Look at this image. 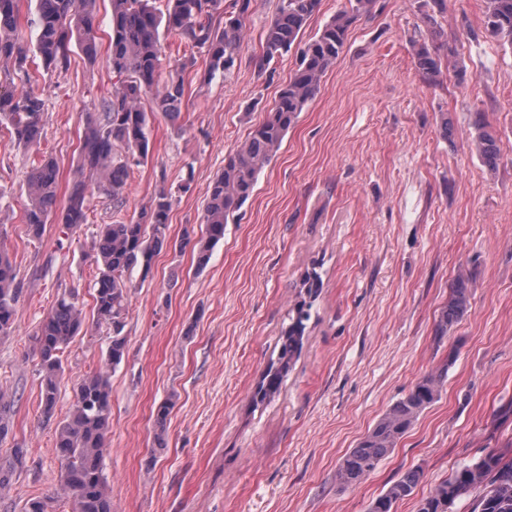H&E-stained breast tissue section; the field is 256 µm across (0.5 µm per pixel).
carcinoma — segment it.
Listing matches in <instances>:
<instances>
[{"label": "carcinoma", "instance_id": "obj_1", "mask_svg": "<svg viewBox=\"0 0 512 512\" xmlns=\"http://www.w3.org/2000/svg\"><path fill=\"white\" fill-rule=\"evenodd\" d=\"M96 2L37 0L36 13L26 19L27 26L36 33L34 56L41 60V66L34 67V60L15 37L21 25V0H0V61L11 65L14 78L8 86L0 84V122L10 126L19 148L28 151L40 145L44 137V100L33 90L42 72L68 69L75 44L88 61L97 58ZM111 2L108 58L118 86L103 103L102 111L87 115L79 145L82 177L68 185L64 206H58L59 171L52 161L40 160L28 172L23 224L27 235L36 240L41 239L52 219L70 234L80 230L87 223L88 198L95 192L112 198L113 205H120L132 166L145 161L149 153L151 120L141 104L158 83L160 29L181 35L191 47L205 53L207 77L211 80L234 67L246 39V19L254 0H229L226 5L223 0H165L163 9L156 6L157 0ZM376 3L377 0H348V7L304 42L301 31L318 10L320 0H280L257 64L265 69L294 51L297 68L279 90L266 120L224 157L223 171L207 187L201 237L194 241L192 231L184 230L180 246L195 243L197 269L207 266L212 248L224 239L226 224L253 196L260 175L277 156L288 130L342 53L351 27L369 15ZM485 28L490 36L512 46V0H486ZM413 55L416 68L423 75L432 78L439 72L441 58L426 41L414 42ZM184 103V80L179 74L170 77L154 97L155 110L177 127L181 126ZM470 136L482 163L496 166L497 142L482 119L475 120ZM171 211L172 195L162 191L139 220L105 224L93 239L96 318L97 323L109 327L111 336L104 366L77 384L69 414L56 429L60 486L73 499L72 512H113L112 490L103 474L102 461L111 429V370L125 358L128 281L136 269L147 276L154 257L170 246ZM17 278L15 263L0 251V338L13 333ZM469 308V282L460 273L449 286L448 302L438 314L435 335H448ZM307 318L305 305L292 310L290 323L281 332L278 359L262 374L255 400L265 402L280 392L303 348ZM84 319L79 292L66 289L32 335L42 374V413L47 418L54 412L58 381L64 373L62 354L81 330ZM455 360L456 355L450 353L440 367L423 375L345 454L336 472L341 485L356 487L377 469L420 415L439 398ZM172 407L173 402L168 399L156 408L160 447ZM12 408V401L0 390V442L12 430ZM25 458L26 449L17 445L10 458L0 463L1 491L8 487ZM422 478L419 469L403 472L369 501L365 512H394L395 504L411 496ZM471 495V512H512V456L490 448L475 461L460 465L420 498L417 512H453L458 501Z\"/></svg>", "mask_w": 512, "mask_h": 512}]
</instances>
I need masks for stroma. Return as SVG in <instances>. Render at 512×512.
Returning <instances> with one entry per match:
<instances>
[{"mask_svg": "<svg viewBox=\"0 0 512 512\" xmlns=\"http://www.w3.org/2000/svg\"><path fill=\"white\" fill-rule=\"evenodd\" d=\"M423 0H378L349 31L346 45L300 113L253 196L204 269L190 251L167 249L149 276L133 271L126 355L112 374V415L104 475L113 512H365L400 474L424 478L395 512H416L419 497L485 449L512 450V47L484 28L485 0H447L437 27L421 18ZM279 0H257L248 40L234 68L204 82L203 53L163 34L161 80L182 69L181 128L155 113L147 162L132 167L120 207L95 195L74 235L49 223L41 240L21 222L33 161L53 158L61 182L76 167L86 113L117 84L106 53L89 62L73 48L66 71L44 75L46 136L37 151L15 146L0 124V245L18 269L14 333L0 341V389L15 392L13 441L26 468L0 490V512H22L51 497L72 512L60 488L56 428L74 386L96 369L107 327L87 323L63 354L65 372L52 418L42 416L38 358L31 335L63 289H78L92 313L96 276L90 243L100 225L137 219L160 190L172 193L170 237L200 225L206 189L224 157L263 122L296 67L288 54L267 70L256 57ZM455 52L465 79L416 68L411 42ZM195 63L183 67L185 57ZM483 118L500 160L488 169L467 137ZM452 125L444 138L442 119ZM317 271L300 357L274 400L254 403L260 376L301 285ZM470 278V309L445 337L440 308L458 273ZM449 369L439 399L395 450L357 487L336 481L350 448L425 373ZM174 398L165 444L154 412Z\"/></svg>", "mask_w": 512, "mask_h": 512, "instance_id": "stroma-1", "label": "stroma"}]
</instances>
